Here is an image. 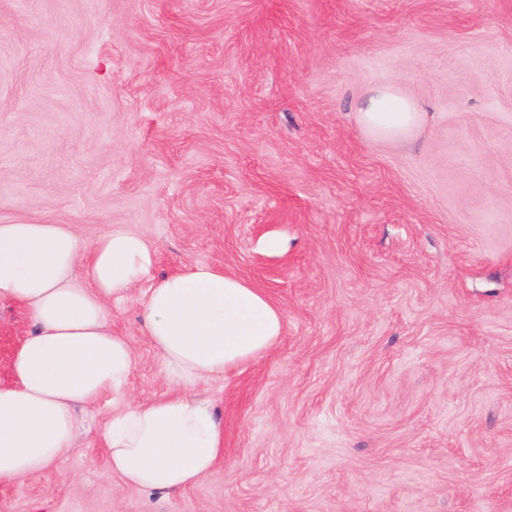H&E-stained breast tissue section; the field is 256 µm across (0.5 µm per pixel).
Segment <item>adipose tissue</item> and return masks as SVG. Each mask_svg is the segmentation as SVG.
Returning a JSON list of instances; mask_svg holds the SVG:
<instances>
[{
    "mask_svg": "<svg viewBox=\"0 0 512 512\" xmlns=\"http://www.w3.org/2000/svg\"><path fill=\"white\" fill-rule=\"evenodd\" d=\"M419 104L391 84L358 114L378 139L408 140ZM156 250L118 224L83 247L66 224H0V301L23 304L34 324L0 386V481L63 463L78 439L80 406L108 400L101 436L113 473L148 493L196 484L224 455L213 405L190 396L200 382L261 357L282 335L281 310L244 279L207 264L152 274ZM141 292L142 328L170 391L136 402L134 353L112 327L113 304Z\"/></svg>",
    "mask_w": 512,
    "mask_h": 512,
    "instance_id": "1",
    "label": "adipose tissue"
}]
</instances>
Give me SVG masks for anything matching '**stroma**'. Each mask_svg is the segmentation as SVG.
Listing matches in <instances>:
<instances>
[{
    "label": "stroma",
    "mask_w": 512,
    "mask_h": 512,
    "mask_svg": "<svg viewBox=\"0 0 512 512\" xmlns=\"http://www.w3.org/2000/svg\"><path fill=\"white\" fill-rule=\"evenodd\" d=\"M394 81L407 142L357 112ZM123 224L284 333L198 384L224 458L162 496L97 429L0 512H512V0H0V224ZM138 293L112 308L167 394ZM33 331L0 301V385Z\"/></svg>",
    "instance_id": "stroma-1"
}]
</instances>
